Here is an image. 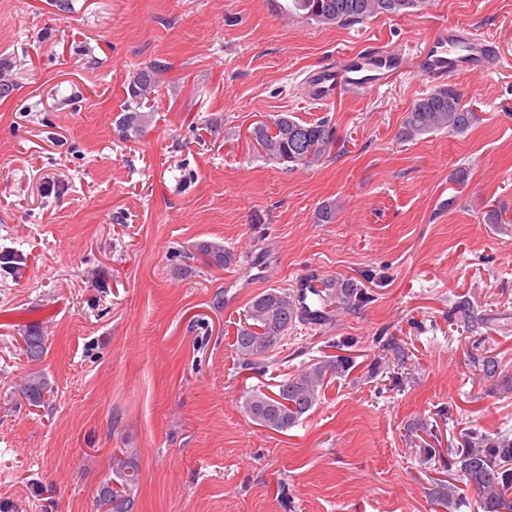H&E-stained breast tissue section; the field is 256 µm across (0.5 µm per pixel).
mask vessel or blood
Returning a JSON list of instances; mask_svg holds the SVG:
<instances>
[{"mask_svg": "<svg viewBox=\"0 0 512 512\" xmlns=\"http://www.w3.org/2000/svg\"><path fill=\"white\" fill-rule=\"evenodd\" d=\"M498 57L499 47L493 39L474 37L458 26H443L426 39L415 62H408L402 51L375 46L318 66L309 73L307 87L312 101L325 103L347 90L376 93L412 67L430 82L440 83L461 73L488 71ZM317 291L311 280L296 284L298 307L305 317L320 313L315 302Z\"/></svg>", "mask_w": 512, "mask_h": 512, "instance_id": "b4317fda", "label": "vessel or blood"}]
</instances>
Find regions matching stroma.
Listing matches in <instances>:
<instances>
[{
  "label": "stroma",
  "instance_id": "stroma-1",
  "mask_svg": "<svg viewBox=\"0 0 512 512\" xmlns=\"http://www.w3.org/2000/svg\"><path fill=\"white\" fill-rule=\"evenodd\" d=\"M0 0V512H101L112 452L140 472L133 512H447L433 491L470 428L512 431V0H428L405 17L324 27L287 0ZM500 45L456 79L478 123L403 142L432 85L416 69L374 95L307 99L305 71L377 44L415 55L439 26ZM161 67L153 121H116L138 68ZM328 119V157L291 170L250 132ZM464 179H455L456 171ZM336 220L319 224L322 203ZM504 221L486 223L488 210ZM233 254L209 267L195 246ZM369 296L296 321L245 368L250 300L303 277ZM470 300V330L451 312ZM47 338L41 362L25 329ZM409 354L385 362L387 346ZM350 359L294 427L246 417L251 390ZM499 362L484 379L477 356ZM41 371L48 402L19 386ZM22 338L24 341L23 352L28 363L40 361L46 349V339L41 328L29 327Z\"/></svg>",
  "mask_w": 512,
  "mask_h": 512
}]
</instances>
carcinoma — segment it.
Returning <instances> with one entry per match:
<instances>
[{"label": "carcinoma", "mask_w": 512, "mask_h": 512, "mask_svg": "<svg viewBox=\"0 0 512 512\" xmlns=\"http://www.w3.org/2000/svg\"><path fill=\"white\" fill-rule=\"evenodd\" d=\"M288 13L315 21L319 25L350 26L378 16H410L424 7V0H290ZM157 64L146 65L133 72L127 87L124 113L118 120L121 135L128 138L140 134L152 121L147 111L158 87ZM478 120L474 109L462 104L461 93L451 84L442 85L415 100L407 109L398 139L414 141L439 130L450 134L465 133ZM251 137L265 156L288 164V168H308L326 158L336 143L330 121L301 123L286 113L270 122L256 124ZM210 266L224 268L233 253L219 242H202L196 246ZM364 291L353 281L331 278L326 281L320 300L343 311H352L365 301ZM454 314L469 328L482 323L477 309L468 301L455 304ZM297 319L293 296L282 288L258 293L249 304L245 322L237 329L235 350L243 363L253 369L264 368L268 354L287 335ZM23 352L27 362L41 360L46 339L41 328L32 326L23 336ZM349 362L344 358L324 359L277 382L269 395L261 389L245 397L243 412L254 422L274 431H286L317 403L322 390L335 376L345 373ZM51 386L39 371L28 373L21 394L31 405L38 406ZM449 481L438 484L435 494L448 505V512L459 507L455 477L466 481L477 496L480 512H512L507 495L512 492V434L500 432L490 437L478 430L466 435L465 447L448 449ZM139 469L129 449L112 453V478L99 489V506L104 512H132L134 493L138 489Z\"/></svg>", "instance_id": "cac0c4a2"}]
</instances>
